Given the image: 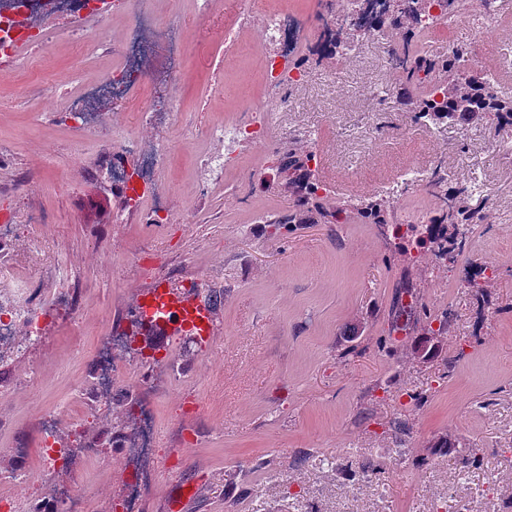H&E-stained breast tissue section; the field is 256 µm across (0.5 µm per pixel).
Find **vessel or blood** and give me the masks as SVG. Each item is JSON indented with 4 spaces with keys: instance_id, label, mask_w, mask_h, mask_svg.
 Returning a JSON list of instances; mask_svg holds the SVG:
<instances>
[{
    "instance_id": "1",
    "label": "vessel or blood",
    "mask_w": 512,
    "mask_h": 512,
    "mask_svg": "<svg viewBox=\"0 0 512 512\" xmlns=\"http://www.w3.org/2000/svg\"><path fill=\"white\" fill-rule=\"evenodd\" d=\"M149 311L156 318L151 334L191 336L203 345H210L216 331L212 306L199 295L159 283L145 296Z\"/></svg>"
}]
</instances>
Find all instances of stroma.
<instances>
[{
  "label": "stroma",
  "instance_id": "35a3bbf8",
  "mask_svg": "<svg viewBox=\"0 0 512 512\" xmlns=\"http://www.w3.org/2000/svg\"><path fill=\"white\" fill-rule=\"evenodd\" d=\"M298 18L301 52L324 38L323 0H265ZM194 28L170 87L176 123L143 127L116 112L85 129L41 113L51 68L69 71L68 93L111 70V53L82 52L64 17L54 37L22 47L15 69L0 71V223L14 225L0 247V289L22 281L38 302L68 298L34 343L0 353V500L12 512H56L55 486L67 474L43 470L33 418L61 405L60 444L84 439L97 461L72 460L83 512H115L138 497L137 512H512V158L496 145L512 127L414 123L387 60L404 30L384 25L356 39L354 54L310 65L308 83L289 88L268 141L243 145L222 181L204 185L199 161L211 152L212 125L247 120L239 92L265 95L257 17L217 0L216 22L197 19L193 0H127ZM512 26H438L430 54L465 46L474 63L512 83V53L500 50ZM138 137L163 155L171 220H146L148 201L113 184L109 164ZM313 147L316 175L337 196L390 203L386 224H297L283 235L270 217L295 211L278 188L280 156ZM409 162L451 168L454 181L483 180L490 200L473 198L483 220L465 254L395 251L393 227L434 216L425 189L397 180ZM491 279L467 285L474 266ZM207 277L222 298L211 346L189 337L156 338L176 374L159 399L157 442L166 448L144 486L125 483L131 459L117 445L126 405L101 406L92 351L114 320L138 336L130 315L144 289ZM450 313L451 328L425 358L415 344L425 314ZM194 445L169 453L178 434ZM475 449L462 467L441 437ZM28 452H14L17 443ZM369 464L371 480L354 477Z\"/></svg>",
  "mask_w": 512,
  "mask_h": 512
}]
</instances>
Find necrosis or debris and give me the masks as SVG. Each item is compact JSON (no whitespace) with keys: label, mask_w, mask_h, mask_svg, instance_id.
Listing matches in <instances>:
<instances>
[{"label":"necrosis or debris","mask_w":512,"mask_h":512,"mask_svg":"<svg viewBox=\"0 0 512 512\" xmlns=\"http://www.w3.org/2000/svg\"><path fill=\"white\" fill-rule=\"evenodd\" d=\"M122 0H5L0 5V58L18 44H38L51 39L45 22L58 14L72 17L74 39L85 49H100L104 41L97 31L86 28L87 19L109 14ZM257 40L263 48H275L269 57L265 79L270 89L266 101L247 104L251 117L244 122H224L208 130L210 140L232 145L237 142L258 144L263 142L277 121L286 103L281 95V70L296 55L295 26L288 13L268 9L262 12ZM191 45L189 30L180 23H159L157 17L135 12L130 28L123 40L113 45L112 52L119 61L111 70L95 82L85 85L64 105H57L54 98H47L45 112L51 116L62 115L79 120L82 126L94 127L101 121L104 106L120 107L138 104L146 124H153L158 115H166L177 121L179 113L172 91H159L153 77L175 71ZM127 150L140 152L142 164L136 172H129L120 161L112 163V178L119 183L136 181L144 188H151L160 181L164 159L148 150H140L135 140H128ZM7 306L12 317L0 321V351L19 346L20 336H40L48 309L32 303L21 304L8 299ZM130 339L124 336L120 324L98 337L94 362L96 381L100 394H111L116 381V358L130 354ZM141 363L149 371L136 384L137 420L140 443L138 450L147 460L154 461L158 453L152 443L156 426L153 403L157 396L171 384L172 373L165 370L164 355L142 350Z\"/></svg>","instance_id":"necrosis-or-debris-1"}]
</instances>
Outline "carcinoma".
Segmentation results:
<instances>
[{
  "instance_id": "carcinoma-1",
  "label": "carcinoma",
  "mask_w": 512,
  "mask_h": 512,
  "mask_svg": "<svg viewBox=\"0 0 512 512\" xmlns=\"http://www.w3.org/2000/svg\"><path fill=\"white\" fill-rule=\"evenodd\" d=\"M432 0H391L389 15L393 25L407 28L402 51L391 58L392 69L405 90L409 111L419 123L470 125L487 120L499 125H512V96L492 89V77L470 61L463 48L450 54L431 55L424 46L429 28L415 24L430 15ZM372 33L359 25L331 21L324 24V39L309 55L295 62L305 66L313 60L320 63L338 57L339 50L351 36ZM315 155L308 150H290L280 163L288 174L285 183L299 194V206L316 213L323 224H347L355 218H366L373 224L387 223L386 202L381 199L347 201L331 204L332 194L314 178L311 164ZM428 191L436 199L440 218L433 219L436 228L429 230L427 241L446 253L464 252L469 240L462 228L481 220L471 207L468 186L448 183L442 167L433 170Z\"/></svg>"
}]
</instances>
